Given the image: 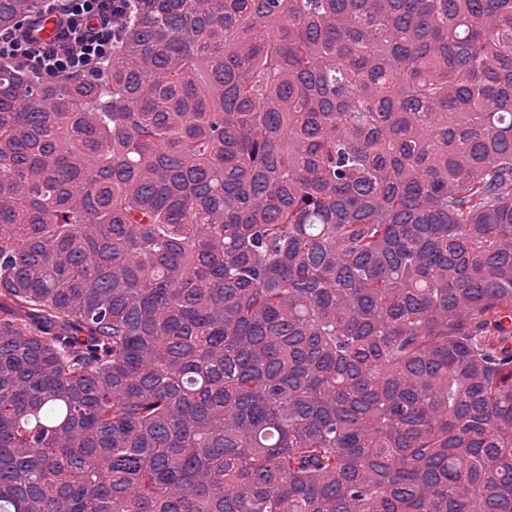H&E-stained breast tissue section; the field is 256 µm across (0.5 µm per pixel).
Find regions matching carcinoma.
Here are the masks:
<instances>
[{"instance_id": "1", "label": "carcinoma", "mask_w": 512, "mask_h": 512, "mask_svg": "<svg viewBox=\"0 0 512 512\" xmlns=\"http://www.w3.org/2000/svg\"><path fill=\"white\" fill-rule=\"evenodd\" d=\"M0 512H512V0L1 58Z\"/></svg>"}]
</instances>
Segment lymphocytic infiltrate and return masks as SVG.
<instances>
[{"mask_svg":"<svg viewBox=\"0 0 512 512\" xmlns=\"http://www.w3.org/2000/svg\"><path fill=\"white\" fill-rule=\"evenodd\" d=\"M127 0H44L45 13L58 23L49 40L31 27L0 31V57L24 61L42 75L83 74L109 55Z\"/></svg>","mask_w":512,"mask_h":512,"instance_id":"f902f5d3","label":"lymphocytic infiltrate"}]
</instances>
